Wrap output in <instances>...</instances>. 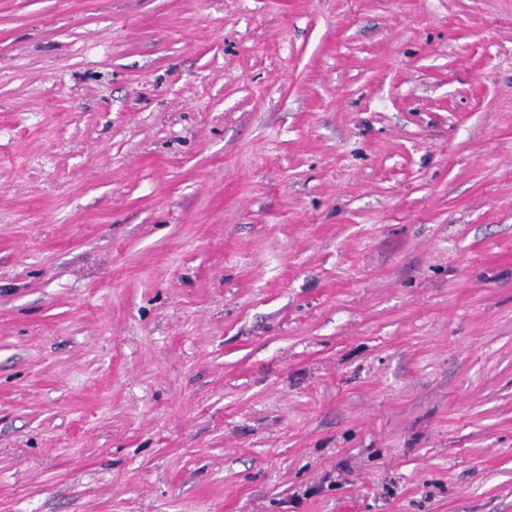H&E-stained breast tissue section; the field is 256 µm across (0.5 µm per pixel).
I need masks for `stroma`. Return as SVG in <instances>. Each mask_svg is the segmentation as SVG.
I'll use <instances>...</instances> for the list:
<instances>
[{
	"instance_id": "1",
	"label": "stroma",
	"mask_w": 512,
	"mask_h": 512,
	"mask_svg": "<svg viewBox=\"0 0 512 512\" xmlns=\"http://www.w3.org/2000/svg\"><path fill=\"white\" fill-rule=\"evenodd\" d=\"M512 512V0H0V512Z\"/></svg>"
}]
</instances>
